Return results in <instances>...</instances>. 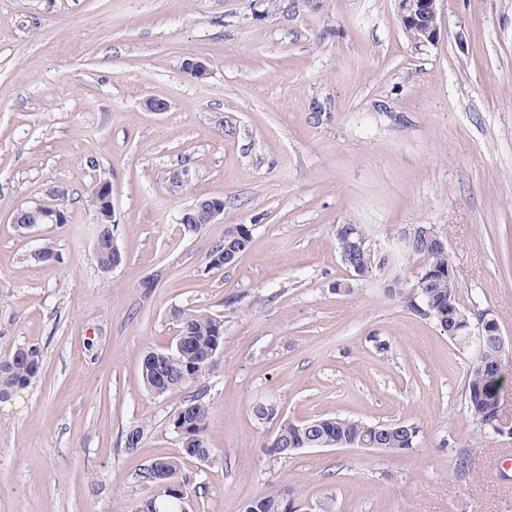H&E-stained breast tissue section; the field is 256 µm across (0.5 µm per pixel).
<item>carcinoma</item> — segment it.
Masks as SVG:
<instances>
[{"label":"carcinoma","instance_id":"obj_1","mask_svg":"<svg viewBox=\"0 0 512 512\" xmlns=\"http://www.w3.org/2000/svg\"><path fill=\"white\" fill-rule=\"evenodd\" d=\"M112 193H104L96 184L90 191V205L101 216V230L97 237L94 258L100 267L112 264V249L107 234L112 232ZM250 229L243 227V235L232 251H224L226 241L216 243L207 254L211 269L231 266L248 249ZM403 256L420 263L412 291L403 287V282L394 279L387 284V293L407 302L430 318L443 330H448V305H453L465 314L472 323L486 316V312L474 313L461 301L456 279L448 277L451 264L448 249L436 247L420 233H413L405 243ZM177 334L173 344L163 350H152L144 356L141 375L145 389L157 397H168L180 393L188 384L205 376L217 365L218 353L224 351V320L202 310L175 308L171 312ZM512 358V345L498 336L484 337L482 360L471 363L467 374V412L472 422L489 438H512V427L498 429L486 420L501 413L500 369ZM42 369V355L35 345H20L4 360L0 361V403L12 399L14 393L28 387ZM210 407L203 397L183 398L170 417L171 426L187 424V435L180 438L183 455L198 458L207 456L212 465L222 460L221 450L210 447L207 439ZM382 452L405 453L420 442L418 427L407 423L372 425L352 417H325L294 423L284 420L276 432L263 444L268 457L286 459L294 454L288 444L298 443L306 448H320L326 442L336 443L353 439H369L372 428ZM144 426H133L125 438V448L135 453L144 435ZM162 469L177 482H185L187 474L181 461L174 457L153 460L137 473L139 482L154 484V474ZM292 503L290 492L259 495L249 502L253 512H288Z\"/></svg>","mask_w":512,"mask_h":512}]
</instances>
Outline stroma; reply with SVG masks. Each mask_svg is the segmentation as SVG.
Here are the masks:
<instances>
[{
  "instance_id": "1",
  "label": "stroma",
  "mask_w": 512,
  "mask_h": 512,
  "mask_svg": "<svg viewBox=\"0 0 512 512\" xmlns=\"http://www.w3.org/2000/svg\"><path fill=\"white\" fill-rule=\"evenodd\" d=\"M437 22L419 47L396 0H0V359L43 356L0 403V512H138V469L181 453L179 396L141 378L175 307L224 319L217 368L186 387L205 389L223 453L184 461L193 512L287 489L307 512H512V439L467 413L472 353L386 295L415 267L359 277L336 241L359 224L390 259L401 231L432 227L464 304L512 344V0H439ZM102 179L125 256L107 274L88 202ZM57 185L67 223L18 231L13 212ZM212 197L221 223L181 234L182 212ZM243 224L248 250L209 268ZM47 245L58 260H33ZM262 399L295 423L405 422L422 440L275 461L262 444L276 423L251 414ZM243 226L244 234H241V239L237 241L236 247L231 248L232 252L225 250L226 241L222 240L216 243L207 254V264L212 269H223L224 267L231 266L239 259V257L248 249L250 243V229L246 225Z\"/></svg>"
}]
</instances>
